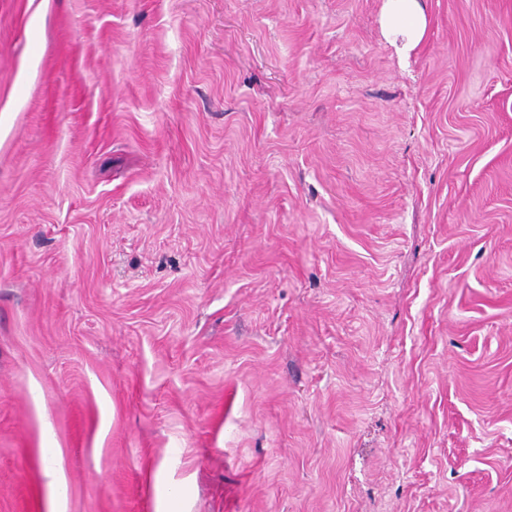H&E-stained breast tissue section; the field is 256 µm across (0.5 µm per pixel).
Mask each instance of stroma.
<instances>
[{
  "mask_svg": "<svg viewBox=\"0 0 512 512\" xmlns=\"http://www.w3.org/2000/svg\"><path fill=\"white\" fill-rule=\"evenodd\" d=\"M419 2L0 0V512H512V0ZM380 23L386 39L402 56L419 44L427 29L419 0H384Z\"/></svg>",
  "mask_w": 512,
  "mask_h": 512,
  "instance_id": "1",
  "label": "stroma"
}]
</instances>
